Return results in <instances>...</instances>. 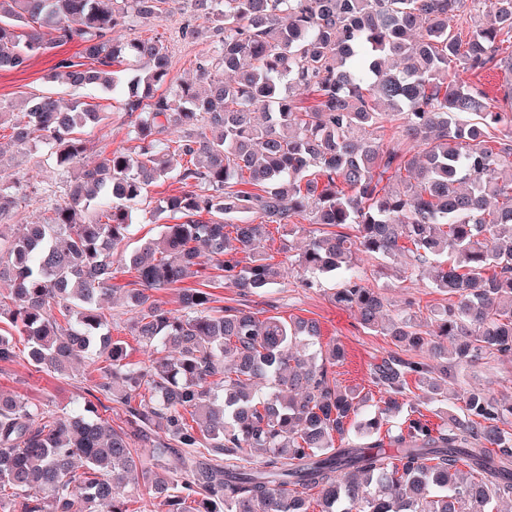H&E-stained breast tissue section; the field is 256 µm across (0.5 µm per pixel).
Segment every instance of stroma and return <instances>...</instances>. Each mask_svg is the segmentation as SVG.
I'll use <instances>...</instances> for the list:
<instances>
[{
  "instance_id": "obj_1",
  "label": "stroma",
  "mask_w": 512,
  "mask_h": 512,
  "mask_svg": "<svg viewBox=\"0 0 512 512\" xmlns=\"http://www.w3.org/2000/svg\"><path fill=\"white\" fill-rule=\"evenodd\" d=\"M204 27L205 21L191 7L189 0H177L158 18L141 21L131 19L116 27L112 38L117 41L147 39L160 36L165 39L171 56L170 73L166 83L169 90H176L184 82L195 80L199 61L212 59L214 45L211 40H192L183 37L185 25ZM79 43L70 42L52 51L32 57L19 70L0 71V101L20 103L31 96L54 94L63 102L80 99L96 105L102 115L101 122L83 134L87 142L89 160L96 161L117 149L136 147L133 134V116L128 115L111 95L76 89L52 76L56 62L63 57L78 55ZM74 171L57 167L50 148L45 144L30 145L0 163V184L13 185L17 178H24L25 197L11 217V224H28L46 219L57 204L66 199V191ZM309 231L291 233L279 230L266 242L265 247L275 262L282 265L280 285L272 292L251 296L249 305L258 318L271 315L287 320L296 318L318 322L322 343L337 342L345 358L333 367L339 385L362 390L369 398L379 399L378 389L370 381V368L393 353L402 358L433 364L428 351L397 350L389 337L362 328L351 312L337 308L330 296L337 287L334 279L323 280L313 288L303 286L300 277L291 267L288 258L296 254L310 240ZM411 254L397 259H366L363 267L368 283L386 300L391 311L413 308L421 316L446 305L448 298L433 287L428 275H409ZM112 315L113 338L123 340L130 362L144 365L153 354L150 348L139 344L130 326L132 314L120 291L104 302ZM16 358L0 362V392L28 399L39 408L62 414L78 405L98 398L97 385L107 367L104 358L90 355L81 358L69 374L57 376L38 372L27 362V347L23 340L15 342ZM465 387L478 386L491 391L497 398L512 400V358L498 355L489 357L464 381Z\"/></svg>"
}]
</instances>
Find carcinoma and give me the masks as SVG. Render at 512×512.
Listing matches in <instances>:
<instances>
[{"label": "carcinoma", "instance_id": "carcinoma-1", "mask_svg": "<svg viewBox=\"0 0 512 512\" xmlns=\"http://www.w3.org/2000/svg\"><path fill=\"white\" fill-rule=\"evenodd\" d=\"M170 2L0 0V71L79 42L58 74L112 94L136 115L141 142L85 168L44 221L10 238L0 229V278L11 282L0 318L26 341L31 365L64 375L76 357L103 355L97 388L127 412V428L114 431L91 404L53 416L0 396V509L9 491L20 512H99L102 503L128 512L123 494L141 483L148 512H308L314 490L319 512H495L512 496V402L472 387L455 410L448 386L488 354L512 356V109L490 110L456 76L500 67L512 0H192L210 27L188 33L213 37L217 61L167 93L165 41L123 43L109 32ZM483 5L487 21L467 34L450 26ZM121 58L136 62L124 77L112 70ZM300 90L315 104L298 106ZM100 119L89 103L64 108L46 95L0 102L10 142L49 145L61 169L83 159L80 134ZM390 119L399 138L384 149L373 135ZM172 129L181 135L165 139ZM166 179L181 190L155 212L179 222L125 257L139 284L126 289L133 331L157 354L139 366L107 331L100 297L116 288L112 254L149 186ZM22 190L0 187L1 224ZM299 219L339 228L294 256L305 285L339 276L332 302L397 346L420 350L430 336L452 345L434 350L433 367L395 355L375 365L383 397L371 417L360 391L330 379L343 350H316L315 323L216 310L200 288L181 289L175 310L151 295L201 277L203 251L245 295L276 287L269 226ZM405 252L414 269L435 261L434 288L448 305L385 320L358 257ZM410 376L421 394L407 405ZM421 403L436 405L441 423ZM392 419L389 455L381 429ZM157 430L174 447L153 444ZM336 436L352 443L337 448ZM135 440L152 445L163 473L138 463ZM252 448L265 452L257 465Z\"/></svg>", "mask_w": 512, "mask_h": 512}]
</instances>
